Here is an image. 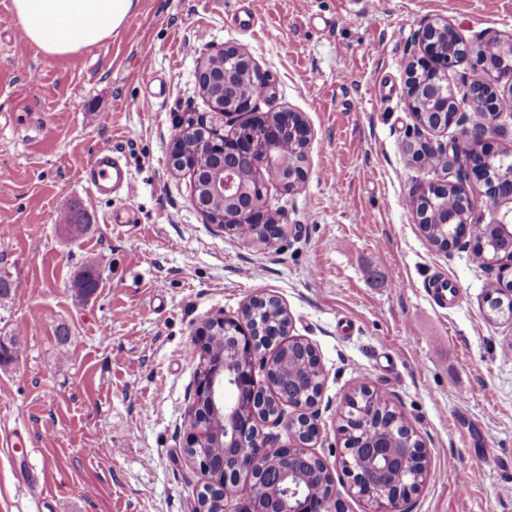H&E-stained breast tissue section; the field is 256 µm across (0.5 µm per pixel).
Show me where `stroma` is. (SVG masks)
I'll return each mask as SVG.
<instances>
[{
    "label": "stroma",
    "instance_id": "obj_1",
    "mask_svg": "<svg viewBox=\"0 0 512 512\" xmlns=\"http://www.w3.org/2000/svg\"><path fill=\"white\" fill-rule=\"evenodd\" d=\"M430 17L465 39H512V0H140L118 34L60 56L18 42L0 0V512H193L204 475L181 455L198 363L196 331L253 295L287 306L323 368L311 451L346 512H367L341 464L348 401L367 386L425 444L410 512H512V317L491 315L493 272L470 248H433L411 195L441 171L414 163L423 137L404 60ZM244 47L271 80L259 111L301 112L307 178L266 195L288 227L259 249L224 234L169 164L181 121L222 135L201 95L206 54ZM121 149L130 197L92 193L82 168ZM90 230H63L70 203ZM100 272L76 297L81 268ZM457 295L440 301L439 282Z\"/></svg>",
    "mask_w": 512,
    "mask_h": 512
}]
</instances>
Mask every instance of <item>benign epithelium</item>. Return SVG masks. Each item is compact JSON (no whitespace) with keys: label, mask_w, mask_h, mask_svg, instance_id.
Returning <instances> with one entry per match:
<instances>
[{"label":"benign epithelium","mask_w":512,"mask_h":512,"mask_svg":"<svg viewBox=\"0 0 512 512\" xmlns=\"http://www.w3.org/2000/svg\"><path fill=\"white\" fill-rule=\"evenodd\" d=\"M417 43L418 51L407 63L405 95L408 107L418 125L433 132L448 129L443 116L451 113V124L460 127L463 139L461 143L434 144L415 140L407 144L416 161H421V156L430 152L441 159L442 170L455 171V181L433 184L428 192L412 196L417 222L454 223L456 216L448 214L445 209L433 212L430 204L435 195L448 191V185L455 186L462 199L469 233L480 235L497 229L503 237V252L508 257L507 268L500 272L503 276L512 270V154L496 152L490 136L498 129V93L505 89L512 92V39L506 42L482 38L466 41L447 21L433 18L418 31ZM227 54L233 55L237 68L247 78V88L238 87L229 72L213 69L212 60ZM465 61L477 72V78L465 84L466 92L459 97L448 87L447 72ZM198 78L199 87L211 107L226 117L238 116L241 121L231 132L221 136L201 127L181 129L169 148L173 168L191 174L194 205L224 233L238 235L245 226L261 228L268 224L272 241L283 240L285 227L274 216L264 190L269 181L278 183L286 191L294 190L304 181V167L285 170L277 165L274 152L284 141L308 146L312 138L310 125L302 113L291 109L257 111L254 100L268 88L269 75L242 49L224 47L214 51L200 61ZM426 94L430 96L428 112L433 114L429 120L424 119L419 106ZM477 107L490 116V121L481 127L474 126L470 120V112ZM189 141L193 151L215 157L218 174L203 177L186 150ZM474 142L486 146L488 155L499 158L495 171L484 167L479 154L471 152ZM473 180L484 186L483 195L490 213L487 222L483 214L476 212L470 198L468 183ZM230 325L235 327V337L224 351V362L209 364L210 336L228 329ZM289 333L287 329L281 334L271 335L244 317L233 322L223 318L212 319L199 331V363L188 408V419L198 420V425L188 427L185 448L194 449V454L187 455V458L206 476V482L196 492L194 512H208L213 497L235 482L236 471L251 470L260 475L268 463L276 464L279 470L278 496L284 502L283 512H330L329 504H314L307 498L301 484L294 480V471L309 464L313 458L309 444L319 436V428L312 421L308 409L317 403L318 396L313 395L306 400L279 381L278 367L283 353L295 343L308 345L300 338L284 342L283 338ZM270 349L273 354L266 359L265 369L271 375L277 404L299 410L288 424L301 419L311 427L308 436H294L289 445L279 443L276 437L263 431L262 422L266 418L258 413L264 405L267 391L256 380L254 360L256 355ZM206 405L224 412L227 425L224 447L257 448L256 455L249 457L247 463L239 461L232 467L226 465L218 469L200 449L207 434ZM368 418L365 413L346 417L348 438L343 468L351 477L356 494L369 505V512H405L403 505L422 489L427 480V450L424 444H418L413 455L402 461L409 481L393 483L383 464L387 449L375 442L368 448H362L355 441Z\"/></svg>","instance_id":"1"}]
</instances>
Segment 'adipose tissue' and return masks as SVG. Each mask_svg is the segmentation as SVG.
Returning a JSON list of instances; mask_svg holds the SVG:
<instances>
[{
  "instance_id": "adipose-tissue-1",
  "label": "adipose tissue",
  "mask_w": 512,
  "mask_h": 512,
  "mask_svg": "<svg viewBox=\"0 0 512 512\" xmlns=\"http://www.w3.org/2000/svg\"><path fill=\"white\" fill-rule=\"evenodd\" d=\"M27 41L51 56L93 47L110 38L139 0H12ZM76 24L69 32L68 24Z\"/></svg>"
}]
</instances>
